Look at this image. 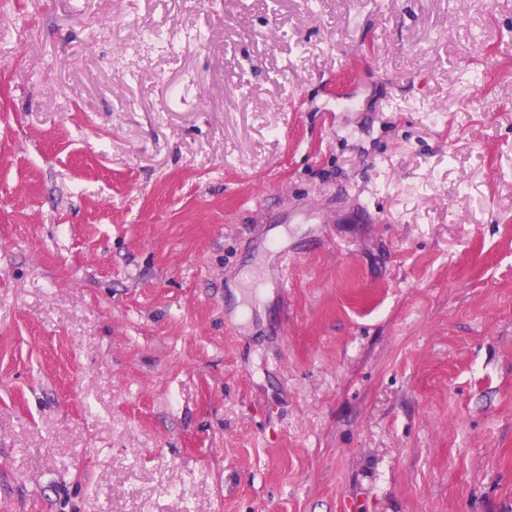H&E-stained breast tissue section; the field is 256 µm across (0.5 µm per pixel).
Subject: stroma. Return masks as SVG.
<instances>
[{
  "instance_id": "obj_1",
  "label": "stroma",
  "mask_w": 512,
  "mask_h": 512,
  "mask_svg": "<svg viewBox=\"0 0 512 512\" xmlns=\"http://www.w3.org/2000/svg\"><path fill=\"white\" fill-rule=\"evenodd\" d=\"M0 11V512H512V0Z\"/></svg>"
}]
</instances>
